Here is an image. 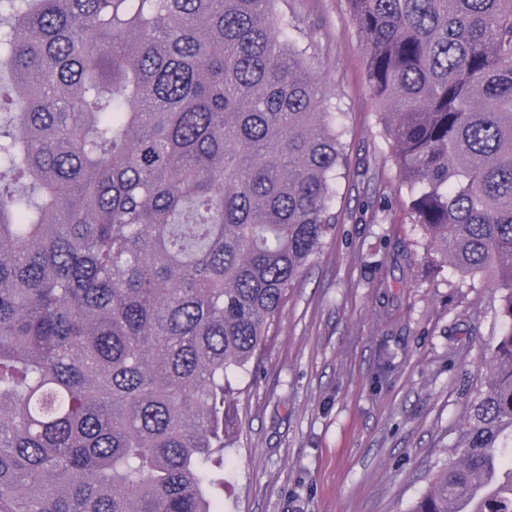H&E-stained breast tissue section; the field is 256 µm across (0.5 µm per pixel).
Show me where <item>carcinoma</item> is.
<instances>
[{
  "mask_svg": "<svg viewBox=\"0 0 512 512\" xmlns=\"http://www.w3.org/2000/svg\"><path fill=\"white\" fill-rule=\"evenodd\" d=\"M408 208L504 324L406 512H512V0H346ZM278 0H0V512H223L345 162Z\"/></svg>",
  "mask_w": 512,
  "mask_h": 512,
  "instance_id": "1",
  "label": "carcinoma"
}]
</instances>
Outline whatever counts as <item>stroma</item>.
<instances>
[{
    "label": "stroma",
    "mask_w": 512,
    "mask_h": 512,
    "mask_svg": "<svg viewBox=\"0 0 512 512\" xmlns=\"http://www.w3.org/2000/svg\"><path fill=\"white\" fill-rule=\"evenodd\" d=\"M314 49L346 163L336 237L240 388L224 512H406L452 453L500 333L492 280L437 268L408 210L346 0H281Z\"/></svg>",
    "instance_id": "stroma-1"
}]
</instances>
